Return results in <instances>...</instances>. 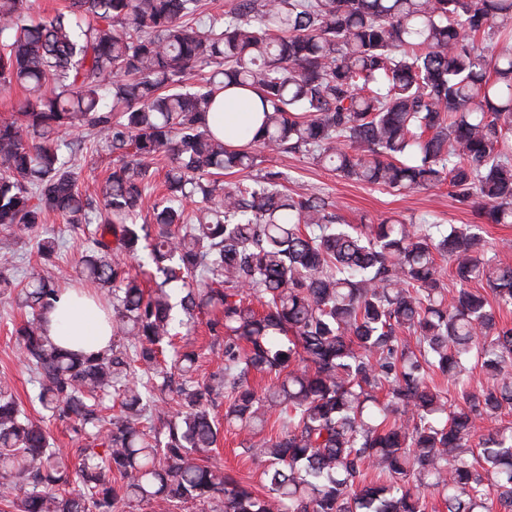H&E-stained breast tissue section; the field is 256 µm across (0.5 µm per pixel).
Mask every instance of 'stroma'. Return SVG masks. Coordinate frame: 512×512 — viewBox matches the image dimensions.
Segmentation results:
<instances>
[{"mask_svg":"<svg viewBox=\"0 0 512 512\" xmlns=\"http://www.w3.org/2000/svg\"><path fill=\"white\" fill-rule=\"evenodd\" d=\"M268 169L284 172L289 186H301L310 192L329 196L335 202L342 221L348 224L365 227L388 218L414 225L425 222L470 224L475 220L471 207L457 202L444 187L415 192L371 187L338 177L302 154L261 153L256 170L262 172ZM43 229L47 233L62 236L64 240L53 263H43L35 241L28 240L19 244L9 259L0 258V270L9 269L18 281L34 269L51 277L63 273L67 276L65 288H79L81 282L74 271V264L82 249V235L71 232L67 224L54 215L47 217ZM23 318V312L8 297L0 296V383L6 384L18 401L24 403L33 392V376L11 335L14 325ZM244 438V433L238 429L224 428L212 460L223 466L226 472L258 488L263 484L262 467L245 453Z\"/></svg>","mask_w":512,"mask_h":512,"instance_id":"35a3bbf8","label":"stroma"}]
</instances>
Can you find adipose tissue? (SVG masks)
I'll use <instances>...</instances> for the list:
<instances>
[{"label":"adipose tissue","instance_id":"ef3b65f1","mask_svg":"<svg viewBox=\"0 0 512 512\" xmlns=\"http://www.w3.org/2000/svg\"><path fill=\"white\" fill-rule=\"evenodd\" d=\"M256 93L241 97L228 92H221L217 104L222 105V127L220 134L231 138L237 128L245 124L260 126L261 113L255 112ZM46 333L57 342L75 349L101 352L109 347V337L105 334L100 313L91 305L73 300L71 295H64L48 314Z\"/></svg>","mask_w":512,"mask_h":512}]
</instances>
